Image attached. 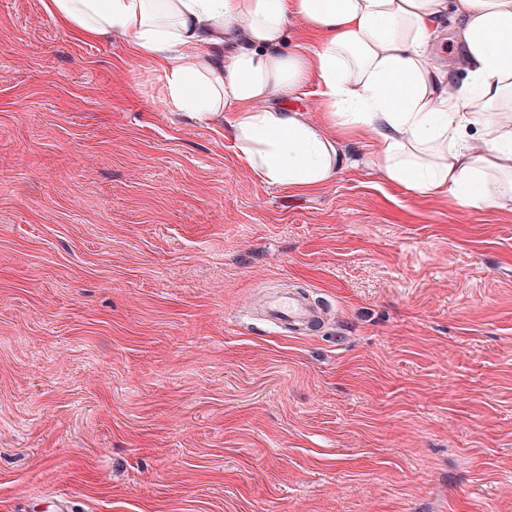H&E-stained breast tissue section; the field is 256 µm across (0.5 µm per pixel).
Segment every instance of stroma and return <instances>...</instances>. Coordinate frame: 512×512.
Wrapping results in <instances>:
<instances>
[{"instance_id": "obj_1", "label": "stroma", "mask_w": 512, "mask_h": 512, "mask_svg": "<svg viewBox=\"0 0 512 512\" xmlns=\"http://www.w3.org/2000/svg\"><path fill=\"white\" fill-rule=\"evenodd\" d=\"M47 2L0 0V512H512V210L367 138L267 185ZM267 311L272 319L290 323H309L313 318L307 304L290 294L274 296L267 303Z\"/></svg>"}]
</instances>
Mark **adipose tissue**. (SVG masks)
Returning a JSON list of instances; mask_svg holds the SVG:
<instances>
[{
    "instance_id": "1",
    "label": "adipose tissue",
    "mask_w": 512,
    "mask_h": 512,
    "mask_svg": "<svg viewBox=\"0 0 512 512\" xmlns=\"http://www.w3.org/2000/svg\"><path fill=\"white\" fill-rule=\"evenodd\" d=\"M89 36L127 38L154 60L163 108L230 136L270 186L322 187L351 164L339 136L371 139L390 182L473 205L512 204V0H50ZM468 81L453 87L431 49L442 14ZM299 18L321 35L288 48ZM321 85L323 118L269 106Z\"/></svg>"
}]
</instances>
